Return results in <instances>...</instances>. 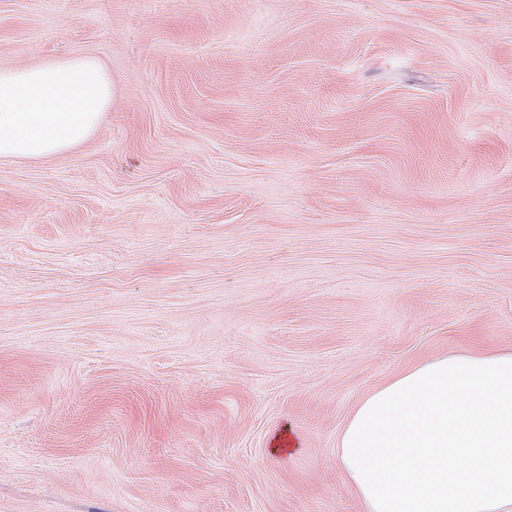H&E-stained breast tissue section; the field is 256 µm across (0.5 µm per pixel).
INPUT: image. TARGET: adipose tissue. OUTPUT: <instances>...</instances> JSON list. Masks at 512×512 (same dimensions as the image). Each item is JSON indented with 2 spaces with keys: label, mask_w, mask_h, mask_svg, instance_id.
Returning a JSON list of instances; mask_svg holds the SVG:
<instances>
[{
  "label": "adipose tissue",
  "mask_w": 512,
  "mask_h": 512,
  "mask_svg": "<svg viewBox=\"0 0 512 512\" xmlns=\"http://www.w3.org/2000/svg\"><path fill=\"white\" fill-rule=\"evenodd\" d=\"M114 96L90 53L0 68V161L77 149ZM336 454L367 512H512V353L397 375L354 408Z\"/></svg>",
  "instance_id": "adipose-tissue-1"
}]
</instances>
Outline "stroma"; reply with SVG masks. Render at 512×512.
<instances>
[{"label": "stroma", "mask_w": 512, "mask_h": 512, "mask_svg": "<svg viewBox=\"0 0 512 512\" xmlns=\"http://www.w3.org/2000/svg\"><path fill=\"white\" fill-rule=\"evenodd\" d=\"M85 52L95 133L0 162V512H366L360 400L512 352V0H0Z\"/></svg>", "instance_id": "stroma-1"}]
</instances>
